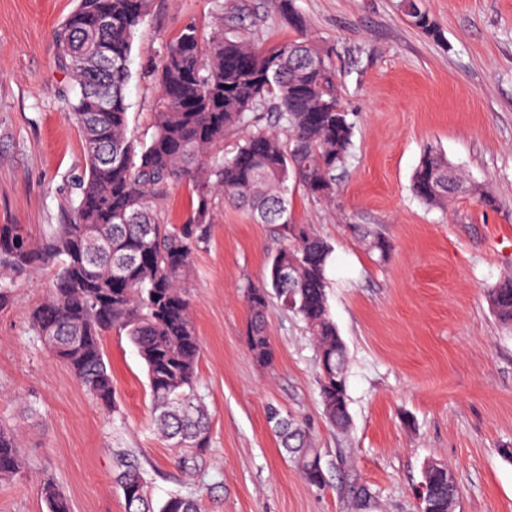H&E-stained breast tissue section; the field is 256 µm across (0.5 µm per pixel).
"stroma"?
<instances>
[{
	"instance_id": "obj_1",
	"label": "stroma",
	"mask_w": 512,
	"mask_h": 512,
	"mask_svg": "<svg viewBox=\"0 0 512 512\" xmlns=\"http://www.w3.org/2000/svg\"><path fill=\"white\" fill-rule=\"evenodd\" d=\"M77 0H0V224L35 239L58 223L71 180L85 166L77 126L66 119L68 77L55 30ZM304 30L270 0H151L131 48L128 122L149 141L170 41L187 24L209 31L216 15L243 11L248 38L269 47L304 35L331 49L354 149L334 201L292 185L296 223L333 246L331 316L347 349L350 425L332 428L317 385L315 348L302 323L267 312L271 367L252 358L246 283L262 284L280 246L269 226L217 201L207 246L188 283L202 345L198 392L210 413L200 457L162 441L150 426L145 366L124 333L106 332L116 411L82 388L32 332L31 309L53 272L15 275L0 308V422L18 434L25 471L0 482V512H46L41 483L53 477L72 512H126L114 482L117 454L131 451L147 493L199 494L201 512H420L428 461L448 464L455 512H512V327L485 293L512 274V0H425L439 34L422 33L401 0H294ZM444 155L497 200L465 193L446 208L412 193L424 153ZM191 183L153 200L161 223H184ZM361 225L389 241L368 253ZM277 407L309 429L323 486L289 461L267 422Z\"/></svg>"
}]
</instances>
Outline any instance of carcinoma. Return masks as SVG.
<instances>
[{
  "mask_svg": "<svg viewBox=\"0 0 512 512\" xmlns=\"http://www.w3.org/2000/svg\"><path fill=\"white\" fill-rule=\"evenodd\" d=\"M150 0H78L54 32L59 68L75 84L66 116L77 125L86 159L74 181L76 199L42 240L17 224L0 225V307L10 301L13 276L54 270L51 295L29 316L34 335L51 336L56 359L84 390L108 410L116 409L104 333L125 334L144 361L152 402L151 424L160 436L197 457L209 448L208 413L198 397L201 344L186 284L196 253L210 237L215 199L269 224L282 246L260 285L247 283L250 310L246 344L262 367L274 361L266 333L270 301L304 323L318 359L323 412L335 428L348 427L347 351L328 305L333 247L308 224L291 218L289 182L310 197L330 201L353 149V122L337 94L331 54L305 37L262 48L215 18L209 35L185 26L166 48L157 71L154 131L140 142L128 127L126 88L134 34ZM415 26L436 28L422 0H405ZM263 111L278 128L259 125ZM230 129L243 133L221 158L212 150ZM189 179L194 199L185 223L159 221L152 198L172 181ZM465 175L441 154L423 156L413 175L415 196L429 206L448 200V183ZM111 230L112 242L89 235ZM497 318L512 325V276L487 291ZM284 452L312 485L324 475L308 470L320 455L305 427L267 410ZM25 461L14 430L0 423V481L23 472ZM114 481L127 512H199L191 495L171 493L153 509L140 466L122 457ZM432 512H452L458 488L437 467L423 475ZM42 495L48 512H71L68 497L51 477Z\"/></svg>",
  "mask_w": 512,
  "mask_h": 512,
  "instance_id": "obj_1",
  "label": "carcinoma"
}]
</instances>
